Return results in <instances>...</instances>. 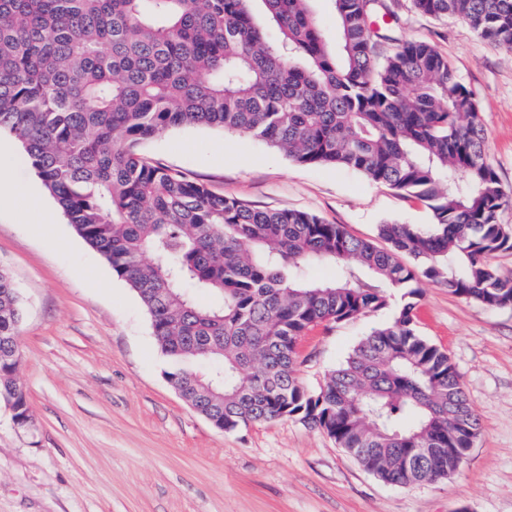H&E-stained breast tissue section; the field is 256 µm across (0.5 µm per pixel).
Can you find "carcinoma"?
Segmentation results:
<instances>
[{
  "instance_id": "obj_1",
  "label": "carcinoma",
  "mask_w": 512,
  "mask_h": 512,
  "mask_svg": "<svg viewBox=\"0 0 512 512\" xmlns=\"http://www.w3.org/2000/svg\"><path fill=\"white\" fill-rule=\"evenodd\" d=\"M309 2L0 0V132L136 293L168 381L215 428L294 419L387 483L449 478L481 424L448 354L416 329L417 284L511 308L512 278L489 258L512 250L497 222L512 192L487 162L477 103L447 58L410 40L378 55L393 37L368 0H333V45ZM413 5L512 48V0ZM183 125L355 170L425 203L434 228L381 224L384 250L340 224L251 206L138 156L143 142ZM324 264L336 265L337 280L304 277ZM388 308L391 320L319 388L302 384L307 331ZM22 315L0 269V354L18 351ZM0 397L17 424L29 423L16 364L1 360Z\"/></svg>"
}]
</instances>
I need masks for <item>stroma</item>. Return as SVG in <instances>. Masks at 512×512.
Segmentation results:
<instances>
[{
  "mask_svg": "<svg viewBox=\"0 0 512 512\" xmlns=\"http://www.w3.org/2000/svg\"><path fill=\"white\" fill-rule=\"evenodd\" d=\"M396 37L430 42L474 94L487 157L512 190V49L455 18L388 0ZM147 161L267 209H296L377 241L386 222L429 230L431 212L362 174L302 165L246 136L171 127ZM0 181L24 186L50 223L0 201V269L20 295L17 379L32 421L0 399V512H512V308L489 309L422 282L417 328L447 352L481 422L449 478L382 482L319 429L292 419L225 432L165 377L136 293L57 211L19 143L0 134ZM376 312L323 324L303 340L298 376L318 388L374 327Z\"/></svg>",
  "mask_w": 512,
  "mask_h": 512,
  "instance_id": "obj_1",
  "label": "stroma"
}]
</instances>
